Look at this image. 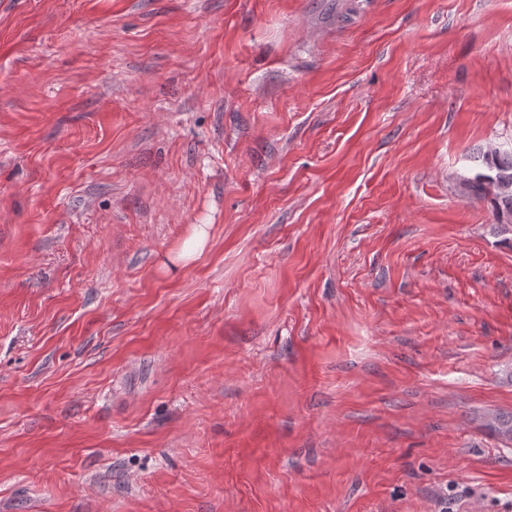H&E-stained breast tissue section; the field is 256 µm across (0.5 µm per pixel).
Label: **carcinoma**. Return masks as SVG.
<instances>
[{
  "label": "carcinoma",
  "instance_id": "carcinoma-1",
  "mask_svg": "<svg viewBox=\"0 0 512 512\" xmlns=\"http://www.w3.org/2000/svg\"><path fill=\"white\" fill-rule=\"evenodd\" d=\"M476 169L461 176L458 192L464 198L491 196L498 233L512 241V139L498 143L472 157ZM485 426L504 443H512V412H497L485 418Z\"/></svg>",
  "mask_w": 512,
  "mask_h": 512
}]
</instances>
